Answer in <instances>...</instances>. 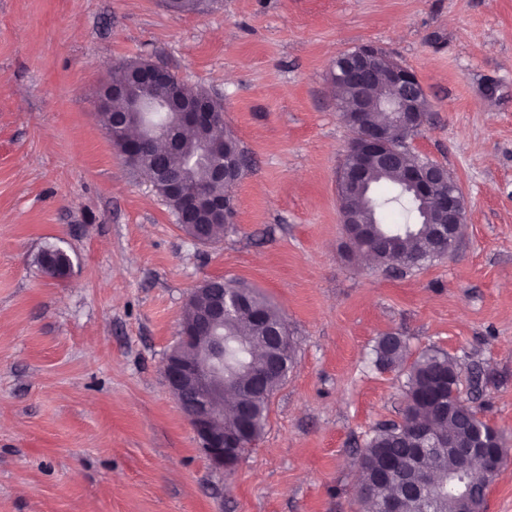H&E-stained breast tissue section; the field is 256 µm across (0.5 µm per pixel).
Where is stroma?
I'll list each match as a JSON object with an SVG mask.
<instances>
[{"instance_id": "1", "label": "stroma", "mask_w": 512, "mask_h": 512, "mask_svg": "<svg viewBox=\"0 0 512 512\" xmlns=\"http://www.w3.org/2000/svg\"><path fill=\"white\" fill-rule=\"evenodd\" d=\"M372 44L429 105L411 152L463 188L455 254L404 274L351 260L336 196L350 131L329 77ZM146 58L224 105L252 165L223 238L193 242L124 164L97 94ZM70 256L45 278L47 246ZM259 288L296 360L234 475L168 392L189 292ZM480 367L462 381L512 437V0H0V512H362L358 450L399 420L379 336Z\"/></svg>"}]
</instances>
